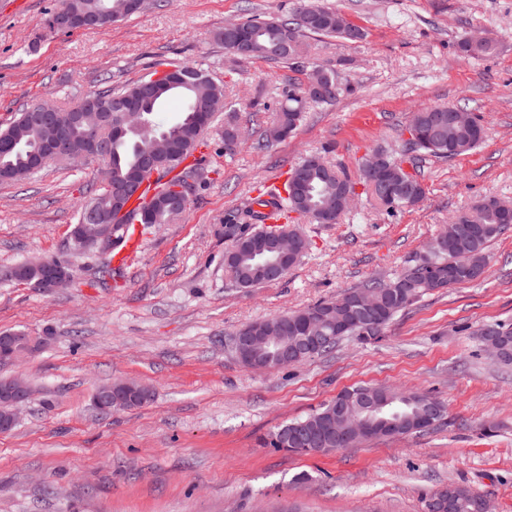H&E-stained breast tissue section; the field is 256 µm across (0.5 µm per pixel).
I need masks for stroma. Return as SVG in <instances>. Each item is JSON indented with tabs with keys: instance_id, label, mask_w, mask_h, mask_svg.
<instances>
[{
	"instance_id": "stroma-1",
	"label": "stroma",
	"mask_w": 512,
	"mask_h": 512,
	"mask_svg": "<svg viewBox=\"0 0 512 512\" xmlns=\"http://www.w3.org/2000/svg\"><path fill=\"white\" fill-rule=\"evenodd\" d=\"M326 2L365 37L309 38L311 56L355 91L310 108L291 137L260 152L253 144L290 70L237 60L213 34L251 14L286 15L297 0H145L107 31L59 33L45 27L59 0H0V126L28 103L72 106L102 79L130 84L173 58L223 83L242 132L226 154L216 114L204 187L181 217L141 225L139 250L103 281L97 252L69 251L98 182L94 163L50 162L30 180L0 182V333L43 341L0 364V377L33 388L16 427L0 434V512H424L427 494L449 482L487 495L492 512H512V366L498 365L476 335L512 322V228L490 243L480 278L423 295L376 340L346 339L269 370L245 367L232 348L252 321L394 277L477 201H512V0ZM476 28L495 46L474 58L458 43ZM448 103L481 116L485 139L449 161H418L417 206L392 214L359 197L338 223L299 224L308 247L284 279L235 287L224 264L227 214L312 151L360 181L371 150L405 157L413 112ZM37 258L69 261L71 285L47 293L17 284L14 268ZM120 381L150 386L153 401L99 412L95 388ZM359 383L426 392L446 413L432 430L337 453L262 446Z\"/></svg>"
}]
</instances>
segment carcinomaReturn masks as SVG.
<instances>
[{"label": "carcinoma", "mask_w": 512, "mask_h": 512, "mask_svg": "<svg viewBox=\"0 0 512 512\" xmlns=\"http://www.w3.org/2000/svg\"><path fill=\"white\" fill-rule=\"evenodd\" d=\"M102 0H62L76 14L90 13L97 9ZM336 9L329 7L319 0H300L298 5L286 17L260 19L245 18V26L250 32V44L240 48L227 38L224 30L214 33V40L224 49L240 60L263 59L269 62H282L292 65V69H314L316 65L310 62L306 53V38L339 37L345 41L356 43L363 38L359 27L353 31L336 26ZM163 66L174 67L193 76L199 82L198 89L193 91L186 88H165L167 80L156 69L150 70L136 83L120 88H106L86 95L82 102L87 106V113L112 111V126L122 124V111L117 103L129 96L139 98L141 107L146 113V125L139 133H129L112 137L111 160L112 182L119 183L137 176L140 154L147 147V140L153 137L165 136L173 140L178 147V154L160 177H169L162 189L155 193L160 197L173 191L191 180L199 185L204 177V159L196 156L200 149L207 146L204 134L208 126L198 122L200 100L215 96H224V87L210 78L206 71L185 63L165 62ZM326 83L329 86L324 96L312 97L307 94L304 84L290 78L286 80L283 89L284 100L276 110L272 124L268 125L261 135L258 146L268 148L280 142L275 135L273 124L278 123L288 134H293L301 121L302 114L313 104H331L340 97L352 92L351 85L338 79L336 71L331 68L323 69ZM179 96L184 99L186 107L181 117L175 123L160 127L152 119L154 112L170 98ZM29 106L20 109L17 118L7 127L0 128V168L13 171L12 180L17 181L31 176L28 162L38 151L40 141L45 138V130L32 124L28 119ZM460 111L454 105H440L438 108L426 107L413 113L410 123L424 126L432 130V140H420L407 143L408 151L412 153L409 163L416 162L424 156L440 159H453L476 149L484 139V126L478 118H473L472 124H460L448 120V115ZM385 157L384 169L398 184L385 190L381 186L371 185L362 180L365 193L379 205L389 211L404 209L417 204L424 196L425 189L417 175L404 169L403 161L393 157L386 151H380ZM355 190V183L343 172L336 170L329 162L324 166L314 168L308 166V159H303L293 166L282 184L261 187V192L254 198V204L265 207L269 201L265 197L276 200L275 219H284L286 224L273 231H258L254 225L264 222L267 215L254 208L244 212V222L251 228L250 236L267 238L268 248L277 246L278 238L289 233L288 224L291 214L310 217L314 208L324 199H335L344 192ZM111 202L104 190L97 189L82 207L78 219L86 218L93 211L104 222L107 217L117 218L118 214H109ZM480 212L479 223L470 222L466 213L460 212L453 217L455 228L443 230L435 238L431 248L415 261V264L389 280L371 279L359 288H350L340 294L349 301L357 294L369 289L373 291L376 301L383 304L384 319L375 329L366 327L361 322H352L345 332L335 340L327 343L316 355H323L334 350L346 338H354L367 342L381 336L384 328L397 314L411 306L419 297L454 285L469 283L477 280L487 265V246L492 240L512 227V204L495 197L484 198L477 203ZM251 251L245 247L238 250V258L231 267L234 283L240 288H251L256 285L277 282L283 279L281 275L261 279L257 276L256 260L250 257ZM337 305L334 300L318 301L306 308L274 316L265 320L250 323L240 329L242 333L255 336H272L287 347L295 342L296 337L303 335L307 318L310 314L323 311L328 320H334ZM492 327L500 330L506 337L508 350L494 360L503 366H512V323L496 322ZM380 399L391 398L387 416H409L395 435H407L421 431L420 412L424 411L422 398L429 394L421 391H399L388 386H381L377 393ZM336 406V400L321 405L318 409L294 419L269 435L265 446L280 448L281 434L294 425L305 422L313 429L329 417ZM444 497L443 512H481V493L465 486L448 484L435 489L425 500V505L438 497Z\"/></svg>", "instance_id": "obj_1"}]
</instances>
